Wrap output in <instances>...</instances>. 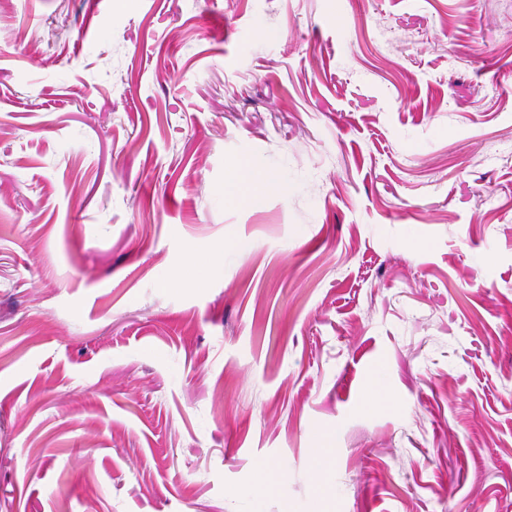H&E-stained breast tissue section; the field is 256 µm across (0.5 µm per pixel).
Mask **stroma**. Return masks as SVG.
<instances>
[{"instance_id":"35a3bbf8","label":"stroma","mask_w":512,"mask_h":512,"mask_svg":"<svg viewBox=\"0 0 512 512\" xmlns=\"http://www.w3.org/2000/svg\"><path fill=\"white\" fill-rule=\"evenodd\" d=\"M255 507L512 512V0L0 8V512Z\"/></svg>"}]
</instances>
